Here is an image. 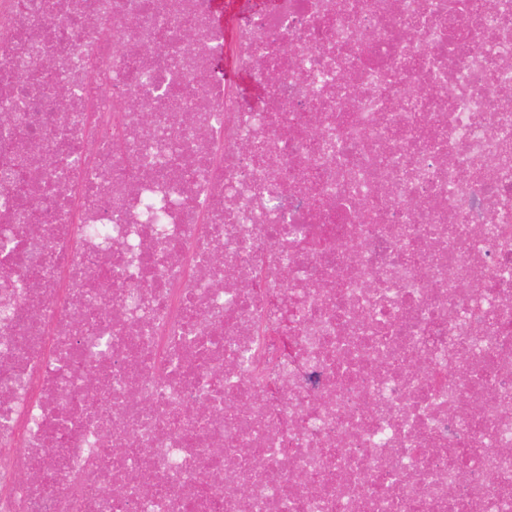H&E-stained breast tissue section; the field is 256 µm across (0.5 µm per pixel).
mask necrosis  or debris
Returning a JSON list of instances; mask_svg holds the SVG:
<instances>
[{
	"mask_svg": "<svg viewBox=\"0 0 512 512\" xmlns=\"http://www.w3.org/2000/svg\"><path fill=\"white\" fill-rule=\"evenodd\" d=\"M4 238L0 512H512V0H0Z\"/></svg>",
	"mask_w": 512,
	"mask_h": 512,
	"instance_id": "necrosis-or-debris-1",
	"label": "necrosis or debris"
}]
</instances>
